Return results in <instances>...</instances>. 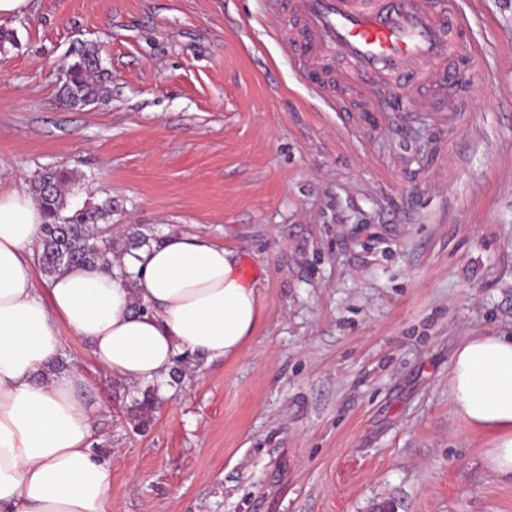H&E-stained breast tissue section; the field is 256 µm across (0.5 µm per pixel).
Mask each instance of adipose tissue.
Listing matches in <instances>:
<instances>
[{"label":"adipose tissue","instance_id":"obj_1","mask_svg":"<svg viewBox=\"0 0 512 512\" xmlns=\"http://www.w3.org/2000/svg\"><path fill=\"white\" fill-rule=\"evenodd\" d=\"M44 222L29 195L0 187V512H110L90 380L51 368L68 337L89 342L114 377L148 381L178 358L240 354L261 319L259 296L235 249L176 231L119 257L132 281L71 267L36 285ZM449 385L457 415L491 437L488 467L512 479V338L464 341Z\"/></svg>","mask_w":512,"mask_h":512}]
</instances>
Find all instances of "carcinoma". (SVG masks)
<instances>
[{"instance_id": "1", "label": "carcinoma", "mask_w": 512, "mask_h": 512, "mask_svg": "<svg viewBox=\"0 0 512 512\" xmlns=\"http://www.w3.org/2000/svg\"><path fill=\"white\" fill-rule=\"evenodd\" d=\"M108 73L101 67L97 49L84 46L76 60L66 67L57 95L71 109H81L104 97ZM66 171L58 168L41 170L32 185V194L41 207L45 224L39 243L38 264L52 276L63 269L85 266L89 269H112L108 255L150 246L146 235L132 231L121 239L112 238V231L99 227V222L112 217V199L78 208L65 215L67 207Z\"/></svg>"}]
</instances>
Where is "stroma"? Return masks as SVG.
Wrapping results in <instances>:
<instances>
[{
    "instance_id": "stroma-1",
    "label": "stroma",
    "mask_w": 512,
    "mask_h": 512,
    "mask_svg": "<svg viewBox=\"0 0 512 512\" xmlns=\"http://www.w3.org/2000/svg\"><path fill=\"white\" fill-rule=\"evenodd\" d=\"M0 18V184L72 177L68 209L238 250L264 309L238 357L137 381L70 337L102 407L111 512H512L489 436L454 412L472 336L512 337V0H459L455 129L421 113L350 131L296 69L266 0H33ZM96 46L104 102L57 97Z\"/></svg>"
}]
</instances>
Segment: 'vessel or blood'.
<instances>
[{
  "mask_svg": "<svg viewBox=\"0 0 512 512\" xmlns=\"http://www.w3.org/2000/svg\"><path fill=\"white\" fill-rule=\"evenodd\" d=\"M291 22L303 75L335 102L348 127L416 107L462 112L457 90L466 25L455 0H268Z\"/></svg>",
  "mask_w": 512,
  "mask_h": 512,
  "instance_id": "vessel-or-blood-1",
  "label": "vessel or blood"
}]
</instances>
